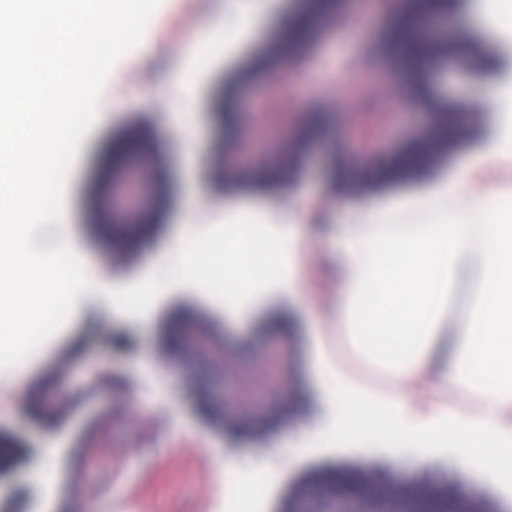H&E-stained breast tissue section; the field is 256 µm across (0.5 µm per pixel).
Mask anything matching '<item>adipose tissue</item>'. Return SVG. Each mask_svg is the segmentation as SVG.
Instances as JSON below:
<instances>
[{"instance_id": "ef3b65f1", "label": "adipose tissue", "mask_w": 512, "mask_h": 512, "mask_svg": "<svg viewBox=\"0 0 512 512\" xmlns=\"http://www.w3.org/2000/svg\"><path fill=\"white\" fill-rule=\"evenodd\" d=\"M479 221L442 215L433 224H364L345 230L348 275L338 290V339L380 372L383 388L362 392L342 380L336 393L338 441L394 448L450 444L480 456L512 485V197L478 203ZM223 239L232 272L202 284L224 310L244 314L253 292L282 280L285 236L233 209ZM469 276L472 286L459 291ZM469 305L450 319L458 294ZM453 386L478 403L464 414L445 403L411 404L412 386Z\"/></svg>"}]
</instances>
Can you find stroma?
I'll list each match as a JSON object with an SVG mask.
<instances>
[{"instance_id":"stroma-1","label":"stroma","mask_w":512,"mask_h":512,"mask_svg":"<svg viewBox=\"0 0 512 512\" xmlns=\"http://www.w3.org/2000/svg\"><path fill=\"white\" fill-rule=\"evenodd\" d=\"M293 43L287 17L310 15L312 0H278L275 9L225 56L204 65L192 92L179 76L191 57L196 21L215 32L232 24L240 0H161L167 28L159 47L140 44L113 65L98 98L96 122L80 143L66 182L65 213L87 273L101 262L132 267L117 288L81 293L61 328L81 339L71 355H53L45 342L27 359L0 371V438L24 443L55 433L61 447L45 451L36 480L57 492L66 512H109L125 504L140 512H223L226 469L234 480L265 464L272 480L256 512H274L275 492L329 453L338 468L360 471L381 450L374 444L338 447V417L306 416L316 401L329 404L338 385L319 370L313 337L336 329V290L346 279L339 256L345 225L428 224L441 212L465 215L476 199L512 195V157L490 146L457 141L434 174L414 173L380 185L374 166L397 157L448 113L458 124L491 123L512 135V75L478 86L461 56H436L414 78L402 76L389 48L391 24L417 14L416 0H333ZM484 0H467L482 51L512 54V32L483 22ZM362 42L363 67L329 77L310 62L318 50L335 53ZM391 83L395 99L372 95ZM223 88L224 121L208 111ZM356 95L357 116L337 112L334 96ZM170 129L165 173L153 182L139 171L153 165L160 118ZM136 141L132 158L98 170L104 144ZM334 159L335 183L321 180L323 160ZM464 181L457 193L450 183ZM111 196H103V185ZM233 203L262 223L287 224L290 281L263 290L246 315H226L223 303L195 282L176 277L168 289L182 307L178 321L188 341L169 349L146 312L116 310L115 300L151 271L154 224L163 219L173 244L169 268L181 266L180 242L189 227L219 232ZM111 216L113 232L101 231ZM213 357L201 362L200 346ZM246 418L238 450L224 452L225 422ZM389 480L479 489L501 512H512V490L477 456L456 448H392Z\"/></svg>"}]
</instances>
